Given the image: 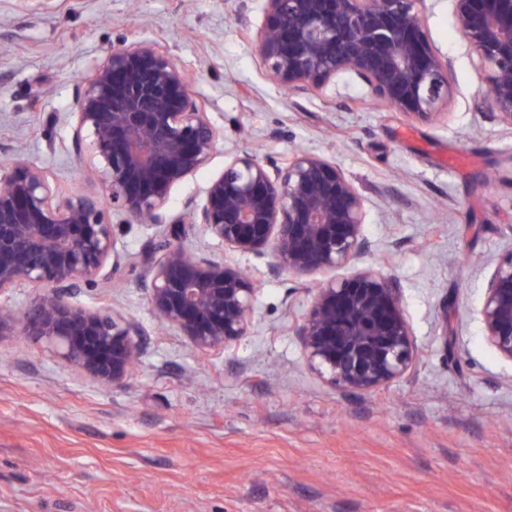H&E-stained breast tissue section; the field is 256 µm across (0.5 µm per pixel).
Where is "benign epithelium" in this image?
I'll return each mask as SVG.
<instances>
[{
    "label": "benign epithelium",
    "instance_id": "benign-epithelium-1",
    "mask_svg": "<svg viewBox=\"0 0 512 512\" xmlns=\"http://www.w3.org/2000/svg\"><path fill=\"white\" fill-rule=\"evenodd\" d=\"M426 2L263 0L260 55L294 95L352 78L370 101L426 120L455 93L453 59L431 39ZM450 2L486 88L477 107L512 130V0ZM90 71L65 120L75 156L89 159L105 197L64 196L45 168L20 156L0 165V293L22 281L47 292L22 312L0 304V337L44 340L102 386L127 381L140 353L134 326L66 294L83 281L112 280L109 212L167 226L139 280L161 322L200 353L247 335L259 279L233 259L187 251L183 225L200 226L234 255L268 248L270 272L300 278L352 267L370 252L364 197L335 163L305 150L280 161L230 156L171 218L164 207L174 188L206 165L221 131L182 66L153 41L116 47ZM477 316L486 343L512 363V249L488 275ZM297 336L309 369L347 393L387 387L419 357L403 288L377 265L316 282Z\"/></svg>",
    "mask_w": 512,
    "mask_h": 512
}]
</instances>
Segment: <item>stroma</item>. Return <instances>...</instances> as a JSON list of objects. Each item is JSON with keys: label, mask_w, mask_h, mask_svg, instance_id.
<instances>
[{"label": "stroma", "mask_w": 512, "mask_h": 512, "mask_svg": "<svg viewBox=\"0 0 512 512\" xmlns=\"http://www.w3.org/2000/svg\"><path fill=\"white\" fill-rule=\"evenodd\" d=\"M457 90L429 120L335 96L288 94L266 72L262 0H0V163L22 154L69 193L101 181L72 155L63 113L92 60L139 39L193 77L224 135L166 206L222 172L224 156L331 158L367 204L365 264L400 280L422 356L368 394L334 389L304 360L296 326L313 284L261 272L250 333L207 354L163 327L133 263L162 233L115 225L119 271L71 301L141 334L126 384L103 389L43 341L0 338V512H512V363L475 316L492 264L512 248V130L476 107L480 78L450 0H428ZM455 359H442V325Z\"/></svg>", "instance_id": "obj_1"}]
</instances>
